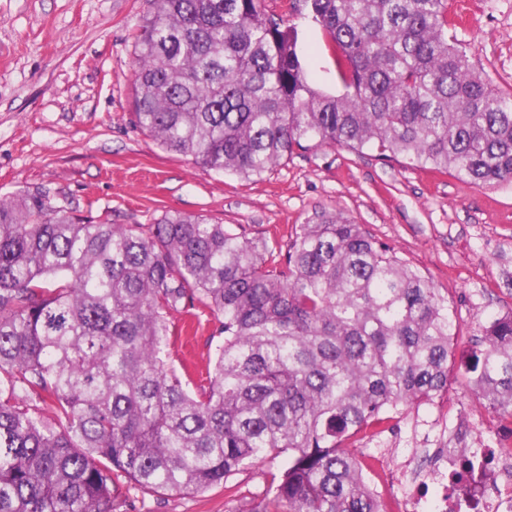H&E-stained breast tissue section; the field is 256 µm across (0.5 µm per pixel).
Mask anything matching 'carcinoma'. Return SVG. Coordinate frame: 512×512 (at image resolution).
I'll return each mask as SVG.
<instances>
[{
    "label": "carcinoma",
    "mask_w": 512,
    "mask_h": 512,
    "mask_svg": "<svg viewBox=\"0 0 512 512\" xmlns=\"http://www.w3.org/2000/svg\"><path fill=\"white\" fill-rule=\"evenodd\" d=\"M151 2L135 121L203 172L260 178L328 145L512 185V93L448 36V0H288L325 33L338 95L263 0ZM200 309L224 335L203 375L169 357L172 313ZM455 337L429 279L341 212L282 246L204 215L112 224L0 198V512H118L125 481L238 502L230 479L280 456L230 512H385L354 444L448 390ZM466 370L512 418V314Z\"/></svg>",
    "instance_id": "obj_1"
}]
</instances>
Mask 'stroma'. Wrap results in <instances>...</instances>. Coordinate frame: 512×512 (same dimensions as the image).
<instances>
[{"instance_id": "1", "label": "stroma", "mask_w": 512, "mask_h": 512, "mask_svg": "<svg viewBox=\"0 0 512 512\" xmlns=\"http://www.w3.org/2000/svg\"><path fill=\"white\" fill-rule=\"evenodd\" d=\"M459 31L474 63L512 91V0H469ZM150 0H0V197L48 195L52 204L113 224H152L165 212L201 214L247 237H271L322 211L340 212L419 268L447 297L458 340L448 367V415L465 413L455 448H489L512 422L471 394L463 366L495 316L512 313V186L485 187L377 150H298L262 178L203 173L163 150L135 123V35ZM298 52L326 93L343 86L322 30L295 18ZM179 336L174 364L205 369L218 321L203 311ZM438 416L403 409L393 433L371 443L402 477ZM223 489L158 494L130 489L120 512H228Z\"/></svg>"}]
</instances>
